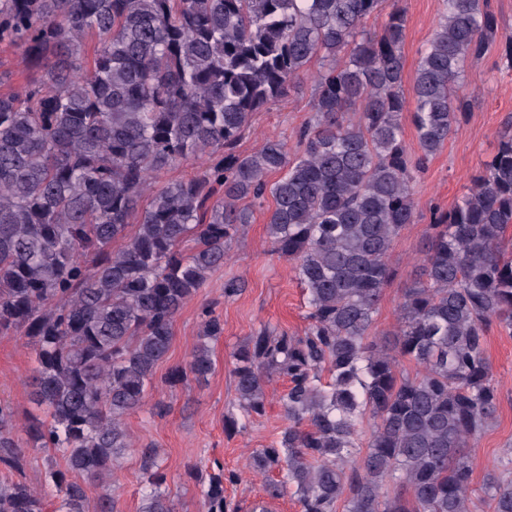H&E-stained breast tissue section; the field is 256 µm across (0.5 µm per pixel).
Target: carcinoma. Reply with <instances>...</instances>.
<instances>
[{
    "instance_id": "obj_1",
    "label": "carcinoma",
    "mask_w": 512,
    "mask_h": 512,
    "mask_svg": "<svg viewBox=\"0 0 512 512\" xmlns=\"http://www.w3.org/2000/svg\"><path fill=\"white\" fill-rule=\"evenodd\" d=\"M385 2L0 0V41L22 45L40 72L0 95V334L36 348L31 402L44 415L22 443L0 403V462H18L27 445L62 459L44 490L0 483V512H47L49 497L55 512H88L73 473L101 488L94 512H116L112 464L131 447L124 417L155 390L178 313L251 223L244 201L268 196L272 252L305 289L309 323L301 335L265 327L232 352L248 416L265 414L274 375L289 380L288 426L249 456L255 471L281 475L267 495L292 486L302 512H472L468 448L499 407L487 335L512 330V116L461 200L432 214L393 330L377 338L371 328L393 242L416 222L413 173L466 115V65L496 42L512 65V31H499L487 0H445L408 100L406 19ZM88 31L102 41L82 71ZM315 59L313 115L297 146L268 138L224 154ZM409 105L413 161L401 124ZM192 156L205 158L200 171L153 186ZM201 316L204 337L221 336L215 311ZM401 358L420 371L399 370ZM214 368L198 343L165 383ZM365 415L373 430L359 458ZM145 469L143 512H175L150 454ZM239 478L208 474L205 512H229L224 483ZM482 491L490 512H512L511 457Z\"/></svg>"
}]
</instances>
